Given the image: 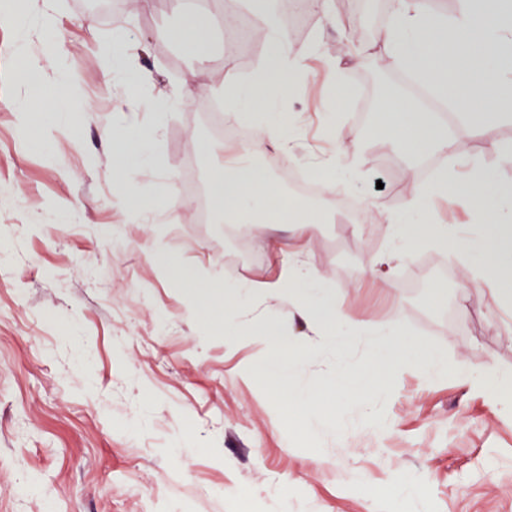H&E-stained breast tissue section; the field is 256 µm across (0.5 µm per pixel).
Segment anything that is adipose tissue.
I'll return each mask as SVG.
<instances>
[{
    "mask_svg": "<svg viewBox=\"0 0 512 512\" xmlns=\"http://www.w3.org/2000/svg\"><path fill=\"white\" fill-rule=\"evenodd\" d=\"M257 20L255 34L264 36L266 51L255 61L247 89L226 78L217 90L229 105L244 102L246 119L258 123L261 134L243 146V159L225 162L210 182V194L216 208L234 224H257L263 220L281 222L302 218L305 231H313L322 217L303 213L300 205L263 169L246 162V155L261 150L265 144L288 150L292 135L270 107L287 97L295 73L304 70L305 57L290 51L288 31L267 0H251ZM173 41L187 51L203 53L210 42L205 14L195 8L185 9L179 27L170 33ZM393 66L428 78L440 98H452L465 105L467 121L475 133H484L489 124L488 102H512V0H459V10L452 18L431 14L427 0H399L388 22L377 34ZM136 43L125 30L113 31L100 42L97 54L103 67L123 79L125 88L136 87L140 71L131 68ZM33 101L21 106L24 122L54 126L66 118L69 100L78 87L69 75L55 82H33ZM378 110L384 119L380 128L383 138L405 152L425 154L448 146V129L433 114L397 89H387ZM107 138L116 140L123 161L120 181L125 187L123 202L128 209L144 208L135 175L146 159L145 140L136 126L118 132L105 128ZM439 191L463 196L477 223L486 229L485 236L449 244L447 225H426L421 217L428 204L418 190H411L406 203L414 219L393 225L395 239L405 243H433L452 246L454 253L477 256L475 278L490 281L503 296L512 295V186L500 181L496 171L473 165L467 178L456 171L442 173L436 182ZM163 277L176 281L191 299L209 297L225 304L239 302L247 295L257 300L280 299L289 307L280 316L261 324L259 341L274 348L264 363L268 380L267 393L280 401H302L306 407L303 423L310 432H318L322 419L315 410L320 395L301 386L297 379V344L289 334L294 319L305 321L309 329L329 347L336 358V372L326 395L343 400L371 390L379 379L399 368L412 365L430 375L442 376L448 363L438 354L414 350L399 326L368 334L364 323L346 315L336 304L331 291H324L320 303L302 304L316 280L314 273L288 263L272 280L246 285H228L196 266H187L174 258L161 260ZM371 335L377 360L364 370L351 367L349 359L361 336Z\"/></svg>",
    "mask_w": 512,
    "mask_h": 512,
    "instance_id": "ef3b65f1",
    "label": "adipose tissue"
}]
</instances>
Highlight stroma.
I'll return each instance as SVG.
<instances>
[{"label": "stroma", "mask_w": 512, "mask_h": 512, "mask_svg": "<svg viewBox=\"0 0 512 512\" xmlns=\"http://www.w3.org/2000/svg\"><path fill=\"white\" fill-rule=\"evenodd\" d=\"M38 0H0L21 10L27 41L0 21V512H374L345 486L371 490L415 482L414 501L395 512H512V410L459 370L512 373V305L476 282L472 258L441 247H397L389 218L405 215L411 187L428 192L429 221L453 237L483 232L456 196L436 193V174L459 164L456 145L413 159L376 134L370 113L374 73L404 87L383 48L355 59L356 33L380 28L392 0H332V19L299 21L279 0L293 51L309 55L290 98L273 110L287 117L290 154L271 148L305 174L339 167L346 196L366 203L363 223L344 224L331 195L328 216L305 243V264L318 276L309 298L332 289L337 306L377 327L401 324L414 347L448 362L435 378L412 368L385 378L365 398L328 403L316 434L302 433L301 402L271 400L257 372L259 343L216 333L201 340L182 291L164 279L163 254L199 265L230 284L274 276L287 264L264 231L197 221L215 157L198 143H218L226 156L258 137L232 109H209L226 75L247 79L264 43L250 36L251 14L229 27L226 0H210L213 47L197 57L175 44V0H55L64 58L47 54L34 24ZM124 27L141 44L137 67L144 100L202 74L175 110L130 114L122 85L103 70L95 44ZM40 58L45 74L66 68L80 93L71 119L45 152H28L13 111L24 96L19 53ZM135 121L162 166L136 177L149 207L128 211L115 197L118 149L101 128ZM452 126L468 156L512 182V106L498 109L488 135L471 133L462 114ZM183 204L172 209L168 193ZM391 256L388 279L371 276ZM312 354L297 379L323 389L335 358L303 320L290 327Z\"/></svg>", "instance_id": "stroma-1"}]
</instances>
